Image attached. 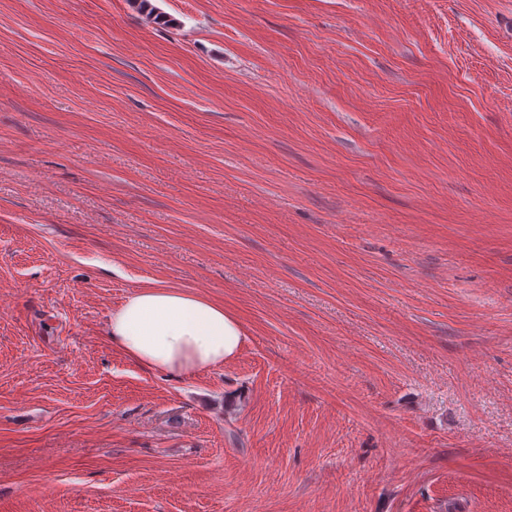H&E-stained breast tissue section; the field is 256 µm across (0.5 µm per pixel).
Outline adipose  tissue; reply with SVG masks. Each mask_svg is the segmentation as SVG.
<instances>
[{
    "label": "adipose tissue",
    "mask_w": 512,
    "mask_h": 512,
    "mask_svg": "<svg viewBox=\"0 0 512 512\" xmlns=\"http://www.w3.org/2000/svg\"><path fill=\"white\" fill-rule=\"evenodd\" d=\"M106 332L132 363L177 377L223 366L246 340L223 304L167 286L132 291L110 313Z\"/></svg>",
    "instance_id": "adipose-tissue-1"
}]
</instances>
